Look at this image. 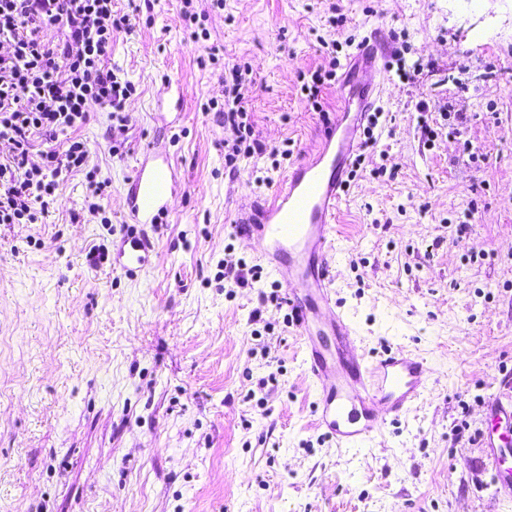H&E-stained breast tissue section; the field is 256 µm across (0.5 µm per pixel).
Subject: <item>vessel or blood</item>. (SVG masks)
Returning <instances> with one entry per match:
<instances>
[{"label":"vessel or blood","mask_w":512,"mask_h":512,"mask_svg":"<svg viewBox=\"0 0 512 512\" xmlns=\"http://www.w3.org/2000/svg\"><path fill=\"white\" fill-rule=\"evenodd\" d=\"M390 50L376 28L356 45L338 79L339 86H352V95L336 121L315 151L289 166L269 196L239 205L232 225L240 237L261 240L259 262L285 283L294 333L316 392L317 425L345 448L374 440L389 419L413 410L432 385V368L420 354L400 348L368 357L356 327L332 300L331 253L342 192L360 147V125L379 98L381 61ZM178 186L172 163L158 161L155 149H147L129 181L133 225L112 258L113 270L138 277L155 248L142 227L167 211ZM485 408L492 423L482 435L485 457L498 492L511 497L512 461L494 425L512 421V397L489 396Z\"/></svg>","instance_id":"vessel-or-blood-1"}]
</instances>
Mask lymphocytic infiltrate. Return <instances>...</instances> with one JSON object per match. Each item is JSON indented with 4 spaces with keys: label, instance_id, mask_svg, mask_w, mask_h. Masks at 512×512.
<instances>
[{
    "label": "lymphocytic infiltrate",
    "instance_id": "obj_1",
    "mask_svg": "<svg viewBox=\"0 0 512 512\" xmlns=\"http://www.w3.org/2000/svg\"><path fill=\"white\" fill-rule=\"evenodd\" d=\"M128 26L112 0H0V43L11 46L0 55V140L13 145L0 161V224L38 223L58 202L61 176L74 172H85L92 197L103 194L104 183L87 169L85 143L68 131L95 110L121 111L134 94L105 63L114 34ZM245 82L232 66L218 111L236 133L224 153L229 166L266 150L243 106ZM34 151L40 163L31 162Z\"/></svg>",
    "mask_w": 512,
    "mask_h": 512
}]
</instances>
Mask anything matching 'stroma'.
Instances as JSON below:
<instances>
[{
    "label": "stroma",
    "mask_w": 512,
    "mask_h": 512,
    "mask_svg": "<svg viewBox=\"0 0 512 512\" xmlns=\"http://www.w3.org/2000/svg\"><path fill=\"white\" fill-rule=\"evenodd\" d=\"M112 7L130 26L108 65L136 91L119 150L107 111L76 131L106 185L100 214L79 172L45 223L0 224V512H512L480 442L453 435L482 428L488 394L512 395V0L475 13L458 0H197L189 23L181 0ZM376 27L396 58L377 142L344 194L335 299L367 352L417 351L433 383L374 442L339 448L315 425L286 308L252 318L276 278L230 288L218 274L228 252L257 263L230 228L237 203L271 191L282 150L298 159L319 141L301 74L331 52L348 63ZM213 46L217 63L200 66ZM401 61L422 67L403 80ZM237 63L270 152L233 171L211 102ZM151 144L180 189L130 280L112 244Z\"/></svg>",
    "instance_id": "1"
}]
</instances>
